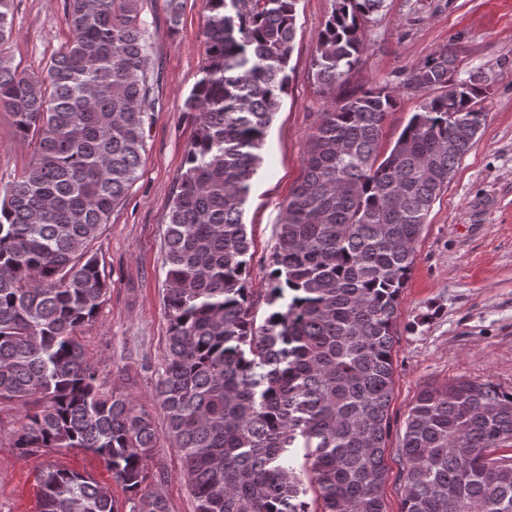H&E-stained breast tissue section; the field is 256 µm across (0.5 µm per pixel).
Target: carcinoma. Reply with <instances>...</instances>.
Wrapping results in <instances>:
<instances>
[{
  "mask_svg": "<svg viewBox=\"0 0 512 512\" xmlns=\"http://www.w3.org/2000/svg\"><path fill=\"white\" fill-rule=\"evenodd\" d=\"M297 3L206 0L200 77L184 102L197 129L165 215L161 435L134 403L130 365L102 390L76 336L109 288L91 244L137 180L155 108L143 0H65L73 37L42 77L5 52L13 0H0V110L34 145L28 168L0 188V405L25 408L21 454L102 458L129 492L128 512H171L147 484L166 444L195 512H388L393 325L431 208L485 120L483 87L477 74L452 82L439 50L408 78L429 94L385 151L396 106L387 89L320 113L259 324L242 217L288 94ZM382 3L334 0L312 65L321 89L359 62L360 19ZM398 462L400 512H512V392L478 378L424 386ZM39 512L118 510L107 487L55 466L41 473Z\"/></svg>",
  "mask_w": 512,
  "mask_h": 512,
  "instance_id": "obj_1",
  "label": "carcinoma"
}]
</instances>
